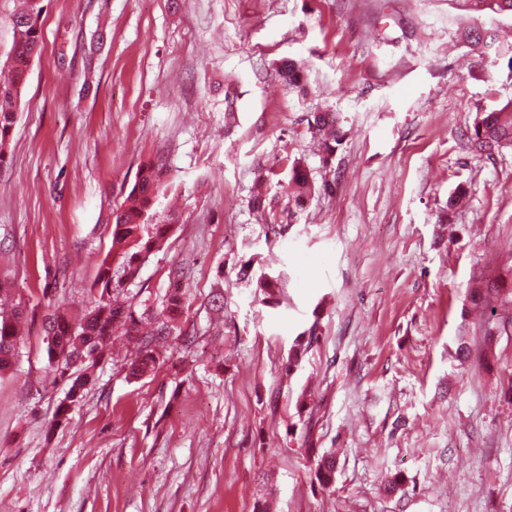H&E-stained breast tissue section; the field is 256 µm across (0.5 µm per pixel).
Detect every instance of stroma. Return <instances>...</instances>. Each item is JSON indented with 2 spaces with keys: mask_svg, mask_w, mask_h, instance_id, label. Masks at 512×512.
I'll return each mask as SVG.
<instances>
[{
  "mask_svg": "<svg viewBox=\"0 0 512 512\" xmlns=\"http://www.w3.org/2000/svg\"><path fill=\"white\" fill-rule=\"evenodd\" d=\"M43 5L0 170V281L27 318L0 374V512H253L266 480L274 512H512V324L470 300L481 280L512 287V149L467 139L512 101V14L473 0ZM288 58L305 93L278 75ZM317 111L343 131L327 163ZM294 158L332 186L300 210L283 190ZM151 159L180 221L130 291L160 308L181 269L198 341H172L134 379L113 338L56 424L68 386L45 374V304L90 306L112 211ZM258 189L273 211L251 207ZM248 260L279 278L278 304L239 278ZM396 474L404 489L387 494ZM336 451L335 449L325 451L317 458L314 467V476L318 483L322 486L332 484L336 473Z\"/></svg>",
  "mask_w": 512,
  "mask_h": 512,
  "instance_id": "stroma-1",
  "label": "stroma"
}]
</instances>
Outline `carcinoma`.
I'll list each match as a JSON object with an SVG mask.
<instances>
[{
    "label": "carcinoma",
    "instance_id": "carcinoma-1",
    "mask_svg": "<svg viewBox=\"0 0 512 512\" xmlns=\"http://www.w3.org/2000/svg\"><path fill=\"white\" fill-rule=\"evenodd\" d=\"M41 0H24L13 19L14 41L8 58L10 80L0 84V169L9 165L8 145L16 122L21 91L29 76L31 64L40 58L43 36L40 24ZM284 83L302 85L303 75L291 59L279 66ZM309 126L323 134L325 152L332 154L340 141L336 113L315 112ZM473 139L479 148L494 150L512 147V102L488 112L474 123ZM166 171L162 164L147 161L140 164L135 182L128 193L127 204L112 211V248L99 267L93 286L97 295L90 309L78 319L66 311L53 308L44 316L46 373L53 382L70 383L66 399L56 410V421L67 420L71 407L78 404L83 391L94 376V369L109 356V343L114 336H124L132 344L134 355L128 364V375L140 378L152 372L160 362V347L172 339L185 345L195 341L196 330L182 320L189 305L185 293L174 288L166 294L162 310L156 314L146 304L134 305L128 296L129 286L138 278L149 255L160 249L178 215L157 208L158 194ZM328 193L330 185L319 187L310 180L299 160L291 164L288 196L301 205L314 191ZM19 314L0 318V372L12 365L21 340ZM336 450L317 458L314 476L322 486L332 484L336 473Z\"/></svg>",
    "mask_w": 512,
    "mask_h": 512
}]
</instances>
